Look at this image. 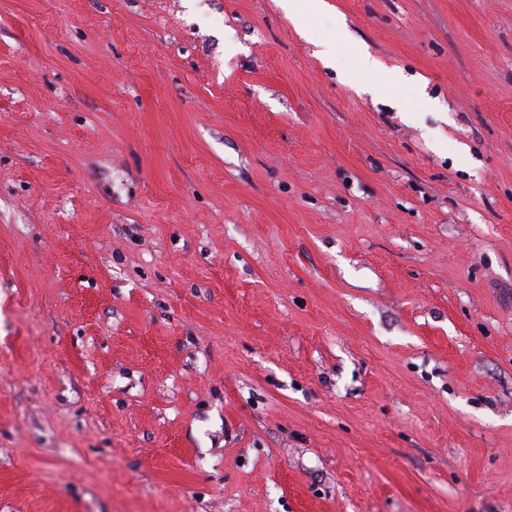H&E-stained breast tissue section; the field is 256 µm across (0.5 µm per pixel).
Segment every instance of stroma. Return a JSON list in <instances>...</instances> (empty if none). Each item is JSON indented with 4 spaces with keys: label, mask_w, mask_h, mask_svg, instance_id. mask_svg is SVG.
Listing matches in <instances>:
<instances>
[{
    "label": "stroma",
    "mask_w": 512,
    "mask_h": 512,
    "mask_svg": "<svg viewBox=\"0 0 512 512\" xmlns=\"http://www.w3.org/2000/svg\"><path fill=\"white\" fill-rule=\"evenodd\" d=\"M326 2L0 0V512H512V0ZM378 68L379 63L371 53L357 50L354 67L345 74L346 82L353 87H359L368 77L376 73Z\"/></svg>",
    "instance_id": "35a3bbf8"
}]
</instances>
